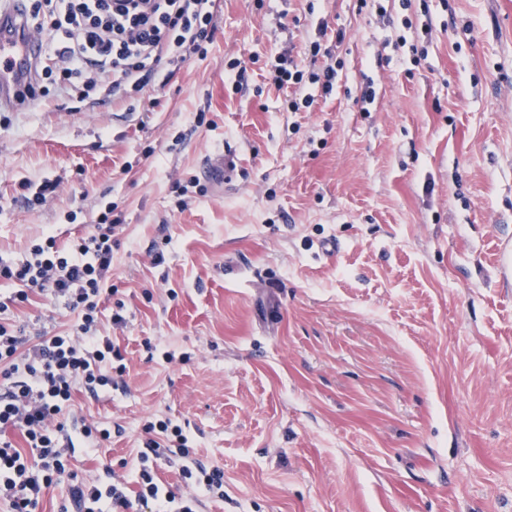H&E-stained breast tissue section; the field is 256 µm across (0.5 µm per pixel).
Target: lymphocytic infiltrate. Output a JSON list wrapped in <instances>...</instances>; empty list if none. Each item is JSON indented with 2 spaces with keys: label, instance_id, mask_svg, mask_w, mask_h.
Returning a JSON list of instances; mask_svg holds the SVG:
<instances>
[{
  "label": "lymphocytic infiltrate",
  "instance_id": "f902f5d3",
  "mask_svg": "<svg viewBox=\"0 0 512 512\" xmlns=\"http://www.w3.org/2000/svg\"><path fill=\"white\" fill-rule=\"evenodd\" d=\"M216 0H35L28 21L47 37L48 63L39 80H53L58 92L84 95L101 73L112 76L113 92L141 91L144 71L162 59L179 65L207 52L215 27ZM116 226L101 216L94 231L70 255L55 254L54 239L34 245L31 259L0 263V281L30 291L50 290L77 311L73 333L45 334L26 346L24 337L0 323V431L20 430L25 448L0 438V501L10 512H36L61 478H69L60 512H200L204 497H223L224 471L190 458L180 426L148 424L152 437L138 452L136 493L112 468L85 479L70 472L76 450H93L109 439L108 429L92 424L68 427L62 420L73 393L108 392L119 349L96 335L98 305L108 293ZM184 458L181 478L188 494L165 485L154 473L157 460Z\"/></svg>",
  "mask_w": 512,
  "mask_h": 512
}]
</instances>
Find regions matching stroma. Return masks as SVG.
<instances>
[{
    "mask_svg": "<svg viewBox=\"0 0 512 512\" xmlns=\"http://www.w3.org/2000/svg\"><path fill=\"white\" fill-rule=\"evenodd\" d=\"M215 22L140 93L0 112L1 262L123 225L97 333L126 371L74 394L68 421L111 436L71 470L134 477L162 419L224 471L204 512H512V0H220ZM286 51L337 71L312 107L271 81ZM76 320L38 291L0 313L32 342Z\"/></svg>",
    "mask_w": 512,
    "mask_h": 512,
    "instance_id": "stroma-1",
    "label": "stroma"
}]
</instances>
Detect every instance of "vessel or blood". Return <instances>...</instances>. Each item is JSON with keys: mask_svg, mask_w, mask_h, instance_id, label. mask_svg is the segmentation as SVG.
Returning a JSON list of instances; mask_svg holds the SVG:
<instances>
[{"mask_svg": "<svg viewBox=\"0 0 512 512\" xmlns=\"http://www.w3.org/2000/svg\"><path fill=\"white\" fill-rule=\"evenodd\" d=\"M41 38L25 24L22 0H0V110L17 112L34 84Z\"/></svg>", "mask_w": 512, "mask_h": 512, "instance_id": "1", "label": "vessel or blood"}]
</instances>
